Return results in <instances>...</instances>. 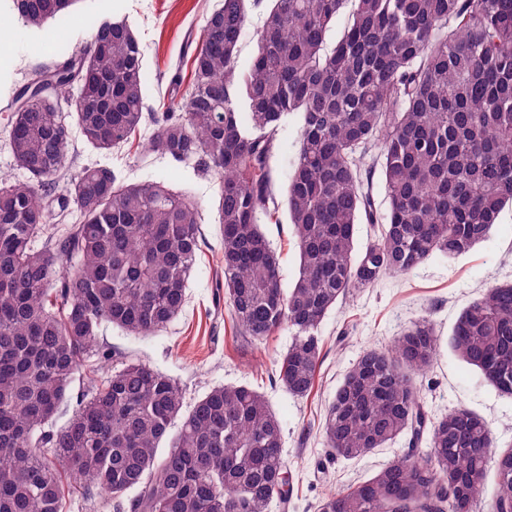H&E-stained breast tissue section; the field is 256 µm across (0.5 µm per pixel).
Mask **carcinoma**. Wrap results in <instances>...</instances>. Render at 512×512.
<instances>
[{
  "label": "carcinoma",
  "instance_id": "1",
  "mask_svg": "<svg viewBox=\"0 0 512 512\" xmlns=\"http://www.w3.org/2000/svg\"><path fill=\"white\" fill-rule=\"evenodd\" d=\"M7 2L41 28L77 0ZM248 2L222 0L205 17L187 88L160 108L147 149L219 176L225 304L254 340L294 330L278 378L304 397L322 358L319 330L339 301L436 254L468 253L512 206V0H270L242 71ZM345 5L349 22L328 50ZM90 35L31 70L5 105L29 180H0V512H63L65 476L129 512H268L290 494L282 428L247 385L216 387L184 414L171 377L130 362L54 427L101 327L152 336L182 312L201 238L195 201L106 166L83 169L71 199L52 209L46 184L74 133L94 150L119 149L149 110L127 20L95 17ZM292 116L286 207L300 268L285 290L260 221L279 211L270 160ZM369 156L388 200L382 216ZM71 206L79 223L35 248ZM362 222L373 233L358 250ZM448 345L512 397V283L472 300ZM439 349L421 318L346 372L322 423L325 447L353 460L404 437L408 451L326 494L317 512H475L486 496L493 512H512V447H498L467 408L440 418L425 408L416 379Z\"/></svg>",
  "mask_w": 512,
  "mask_h": 512
}]
</instances>
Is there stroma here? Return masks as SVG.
Instances as JSON below:
<instances>
[{
  "mask_svg": "<svg viewBox=\"0 0 512 512\" xmlns=\"http://www.w3.org/2000/svg\"><path fill=\"white\" fill-rule=\"evenodd\" d=\"M217 5L218 0H77L66 18L40 30L10 20L0 27V102L47 53L81 49L89 38L87 18L120 15L139 40L147 103L159 111L164 100L185 92L203 19ZM153 130L152 123H145L139 139L112 151H97L73 139L64 170L51 181L54 196H67L83 168L107 166L126 182H160L201 206L202 242L182 312L154 336L104 328L86 367L101 380L125 362L147 364L178 384L188 408L224 384H245L263 393L281 424L283 456L295 476L292 496L287 503H272L271 512H315L326 492L369 478L408 450L400 439L358 460L329 456L321 424L342 377L366 348L389 345L418 318L429 317L440 335L448 336L459 312L484 287L512 281V209L502 212L489 238L469 253L435 256L407 275H389L372 287L352 290L321 326L323 358L312 391L296 397L277 379L292 330L284 327L255 341L241 334L224 303L219 179L147 152L143 141ZM297 149L298 122L291 117L279 131L271 159L276 196L285 192ZM262 228L279 257L282 285L291 287L299 270L292 226L267 221ZM418 386L432 416L467 408L490 423L500 447L512 445V398L484 384L449 346H442Z\"/></svg>",
  "mask_w": 512,
  "mask_h": 512,
  "instance_id": "1",
  "label": "stroma"
}]
</instances>
